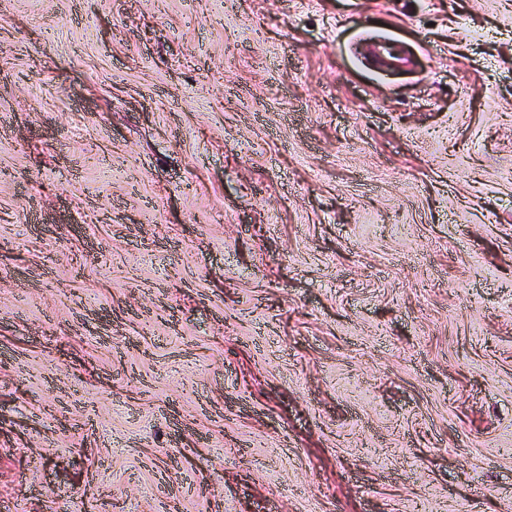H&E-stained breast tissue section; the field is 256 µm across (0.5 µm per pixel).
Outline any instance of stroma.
<instances>
[{"instance_id": "stroma-1", "label": "stroma", "mask_w": 512, "mask_h": 512, "mask_svg": "<svg viewBox=\"0 0 512 512\" xmlns=\"http://www.w3.org/2000/svg\"><path fill=\"white\" fill-rule=\"evenodd\" d=\"M506 486L512 0H0V512Z\"/></svg>"}]
</instances>
